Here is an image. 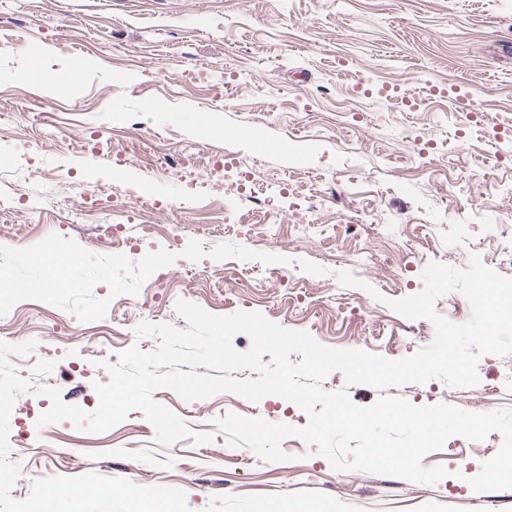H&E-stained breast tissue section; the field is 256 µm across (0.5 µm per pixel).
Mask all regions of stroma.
<instances>
[{
  "mask_svg": "<svg viewBox=\"0 0 512 512\" xmlns=\"http://www.w3.org/2000/svg\"><path fill=\"white\" fill-rule=\"evenodd\" d=\"M76 53L81 78L56 84ZM468 94L480 116L464 123L457 101ZM244 125L271 149L239 136ZM75 139L98 142L101 158L72 149ZM20 141L32 146L23 160ZM189 155L199 165L185 185L176 166ZM210 160L237 167L254 199L228 196L222 213L211 211ZM21 167L39 177L12 193L1 245L24 249L56 233L100 255L107 227L119 224L121 253L134 262L192 239L207 251L231 243L291 262H237L243 284L233 293L223 262L208 258L177 260L134 295L99 283L93 294L108 307L91 322L45 302L15 303L0 327L10 343L0 352V512L22 499L59 500L64 512H512V490L469 484L498 452L496 431L426 454L423 467L448 474L423 484L333 470L297 437L281 443L289 461H263L230 448L214 420L234 413L302 427L298 405L231 392L188 402L161 388L157 403L213 435L198 447L187 438L163 447L138 410L101 432L68 421L37 427L51 401L14 360L37 348L61 400L94 411L111 373L89 364L87 350L108 342L152 351L155 340L136 328L187 329L180 299L217 315L258 311L323 345L390 360L429 345L433 323L405 319L388 300L420 292L429 263L463 269L471 254L487 262L512 249V0H0V175ZM112 189L158 209L98 205ZM308 198L317 207L304 224ZM144 224L164 232L145 236ZM262 224L279 225L278 243L253 236ZM302 259L326 275L302 272ZM341 270L373 293L342 287ZM281 275L294 279V294L257 284ZM511 370L512 355L486 354L475 386L433 378L386 393L416 406L512 409L498 391Z\"/></svg>",
  "mask_w": 512,
  "mask_h": 512,
  "instance_id": "1",
  "label": "stroma"
}]
</instances>
